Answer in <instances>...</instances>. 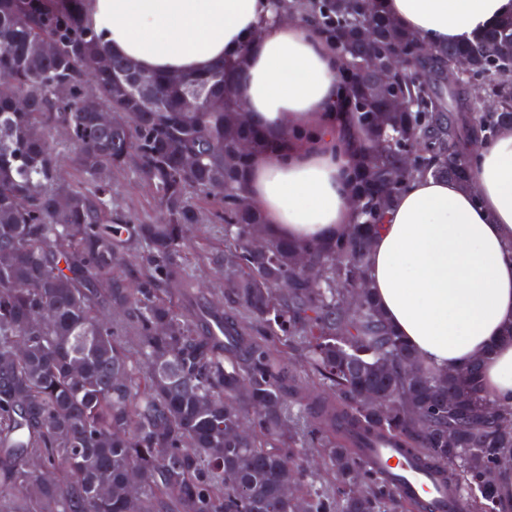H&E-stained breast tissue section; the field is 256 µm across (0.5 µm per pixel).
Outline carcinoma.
I'll list each match as a JSON object with an SVG mask.
<instances>
[{
	"mask_svg": "<svg viewBox=\"0 0 512 512\" xmlns=\"http://www.w3.org/2000/svg\"><path fill=\"white\" fill-rule=\"evenodd\" d=\"M290 8L324 25L349 75L366 51L367 18L377 47L413 51L420 43L376 0H274L276 13ZM45 42L57 51L34 69ZM450 52L470 58L496 110L462 96L450 117L445 98L415 76L380 91L347 80L362 137L352 187L360 222L323 243L271 233L266 250L254 253L250 240L267 225L242 195L252 152L241 144L273 155L280 142L242 119L239 61L222 60L183 83L142 71L155 95L147 101L121 58L113 70L100 68L108 50L76 9L0 0V512H295L283 496L288 487L304 512H390L400 494L356 452L384 435L438 468L463 492L468 512H512L502 493L512 431L487 410L481 362L453 374L423 366L410 377L418 358L388 328L364 276L371 237L407 182L431 174L468 183L460 159L468 141H488L512 124V73L484 75L490 57L512 67V16L414 65L440 73ZM89 77L103 87L95 105L82 97ZM58 84L71 86L70 101L55 98ZM402 97L411 108L387 104ZM97 105L118 110L112 125L96 122ZM56 134L75 145L87 190L60 181ZM183 151L199 157L190 171L181 167ZM407 151L412 170L400 164ZM114 167H131L154 187L159 223L112 212ZM195 195L224 199V255L235 257L224 264L227 309L208 310L206 320L184 304ZM302 255L314 274L297 271ZM17 281L24 292L11 288ZM352 288L363 295L355 309L345 304ZM44 307L55 310L53 320L38 317ZM255 323L263 334H254ZM298 351L300 372L290 360ZM309 379L324 394L296 417ZM372 389L385 404L364 405ZM450 394L459 407L448 405ZM245 422L250 433L241 436ZM304 437L325 449L334 492L306 483L281 452Z\"/></svg>",
	"mask_w": 512,
	"mask_h": 512,
	"instance_id": "carcinoma-1",
	"label": "carcinoma"
}]
</instances>
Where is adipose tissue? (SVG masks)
<instances>
[{"mask_svg": "<svg viewBox=\"0 0 512 512\" xmlns=\"http://www.w3.org/2000/svg\"><path fill=\"white\" fill-rule=\"evenodd\" d=\"M432 47L465 44L512 15V0H379ZM109 51L155 74H199L240 59L234 92L252 122L281 140L253 158L245 193L289 240L323 242L358 221L350 193L361 140L341 113L344 60L272 0H81ZM470 186L411 179L365 258L391 330L442 371L482 358L486 395L512 405V126L468 154Z\"/></svg>", "mask_w": 512, "mask_h": 512, "instance_id": "1", "label": "adipose tissue"}]
</instances>
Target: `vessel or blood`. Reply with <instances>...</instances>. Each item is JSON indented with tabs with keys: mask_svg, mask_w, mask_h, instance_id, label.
I'll use <instances>...</instances> for the list:
<instances>
[{
	"mask_svg": "<svg viewBox=\"0 0 512 512\" xmlns=\"http://www.w3.org/2000/svg\"><path fill=\"white\" fill-rule=\"evenodd\" d=\"M365 455L407 502L425 504L427 512H464L461 492L449 490L433 472L420 468L405 449L378 441Z\"/></svg>",
	"mask_w": 512,
	"mask_h": 512,
	"instance_id": "1",
	"label": "vessel or blood"
}]
</instances>
